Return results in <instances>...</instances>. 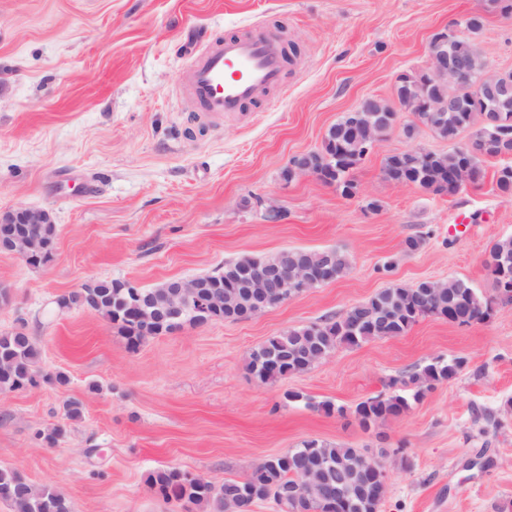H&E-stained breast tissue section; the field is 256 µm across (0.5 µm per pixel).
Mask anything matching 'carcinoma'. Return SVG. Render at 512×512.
I'll return each mask as SVG.
<instances>
[{
	"label": "carcinoma",
	"instance_id": "cac0c4a2",
	"mask_svg": "<svg viewBox=\"0 0 512 512\" xmlns=\"http://www.w3.org/2000/svg\"><path fill=\"white\" fill-rule=\"evenodd\" d=\"M473 70L485 76L492 92L483 101L461 99L441 113L431 124V130L442 140L457 139L463 130L474 123V111L486 107L498 113L499 128L512 137V72L489 69L481 53L470 57ZM399 108L412 112L421 96L439 98L444 91L437 85H422L416 75H402ZM397 117V110L380 99H370L367 111L360 113L354 128L348 123L352 118L344 115L326 132L320 150L299 156L284 170L283 176L291 179L297 171H311L327 185L336 186L342 195L356 193L357 184L351 171L358 166L371 147L380 128H389ZM386 179L394 182H412L416 187L437 195L449 193L448 156L431 151L398 152L387 156L383 164ZM497 189L512 195V164L500 168L496 178ZM328 251L290 249L288 255L297 262H308L314 268L324 264ZM257 262V258L243 255L205 277L214 279L232 277L244 267ZM151 288L129 287L120 279L96 280L78 292L63 294L56 300L59 310L79 308L95 312L118 328L135 349L150 338L172 333L186 325H204L217 320H241L243 313L237 308L222 307L210 316L197 318L191 312L166 320L157 319L152 311L139 312L134 319L127 318L128 311L139 305L138 296H147ZM424 299L444 307L448 300L455 303V323L469 325L483 321L492 308V301L480 295L468 283L451 279L442 284L419 281L412 286L392 285L366 301L349 308L348 314H361L364 319L352 326L339 318L292 329L280 336H273L252 350L248 367L262 383H272L289 375L304 372L324 360L339 345L359 346L375 339L401 336L429 312L420 308ZM379 307L393 311L392 319L383 327L376 324L371 312ZM39 351L31 338L20 331L0 333V393L15 392L35 386L39 380L64 384L67 378L58 372L42 375L38 367ZM460 358L438 360L409 375L415 385L412 397L393 394L386 398H371L359 403L354 410L362 428L370 427L391 417H397L410 407L409 400H420L426 391L454 379L463 368ZM363 457L356 448L335 446L316 439L306 440L298 448L268 458L240 479H226L220 487L211 483L198 485L188 480L184 471L168 467L149 474L148 486L165 500L178 503L183 512H193V507L209 508L211 512H251V505L240 503L234 496L237 488H249L256 500L273 499L280 512H290L292 505L278 496L281 488L297 482L301 472L311 466L324 471L334 482L348 486V512H378L379 503L360 496L361 477L352 475ZM0 498L11 503L14 512H72L69 501L50 485L36 486L29 483L20 472L0 467Z\"/></svg>",
	"mask_w": 512,
	"mask_h": 512
}]
</instances>
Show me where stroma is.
<instances>
[{"label": "stroma", "mask_w": 512, "mask_h": 512, "mask_svg": "<svg viewBox=\"0 0 512 512\" xmlns=\"http://www.w3.org/2000/svg\"><path fill=\"white\" fill-rule=\"evenodd\" d=\"M475 14L483 56L512 71V17L488 0H0V214L41 208L57 227L47 266L0 252L11 293L0 333L25 331L41 371L67 377L0 394V467L52 485L72 512H180L148 487L151 471L218 486L318 439L384 464L380 512H512V305L497 303L486 270L491 246L512 237L502 158L452 196L395 184L387 155L448 150L402 112L353 169L356 196L313 175L282 178L344 113L392 100L437 30ZM255 28L296 48L282 84L239 114L203 115L181 81L188 41ZM271 202L284 213L276 224L263 218ZM410 238L419 249L407 250ZM284 248L336 249L349 268L251 318L187 325L134 351L103 317L55 304L93 280L153 288ZM451 279L494 300L492 316L468 326L427 316L273 384L247 367L269 337L338 319L394 284ZM453 357L464 361L454 380L359 425L358 403L412 394L411 372ZM70 400L83 406L75 421ZM53 426L65 434L49 448L36 433Z\"/></svg>", "instance_id": "obj_1"}]
</instances>
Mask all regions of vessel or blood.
<instances>
[{
    "label": "vessel or blood",
    "mask_w": 512,
    "mask_h": 512,
    "mask_svg": "<svg viewBox=\"0 0 512 512\" xmlns=\"http://www.w3.org/2000/svg\"><path fill=\"white\" fill-rule=\"evenodd\" d=\"M282 78L281 46L262 33L198 45L186 72L193 99L216 117L242 112L259 92L278 87Z\"/></svg>",
    "instance_id": "obj_1"
}]
</instances>
